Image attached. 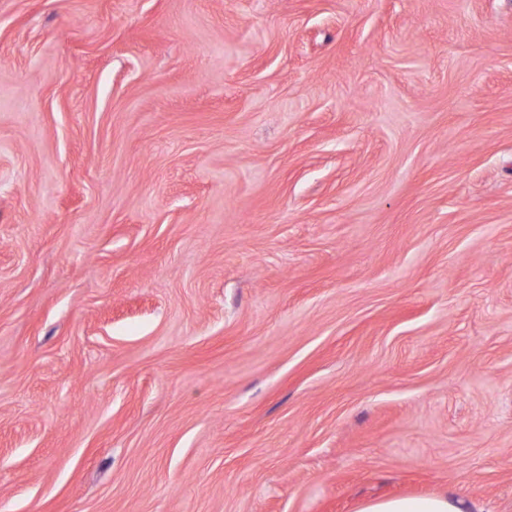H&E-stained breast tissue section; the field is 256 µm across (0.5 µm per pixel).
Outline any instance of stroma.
Instances as JSON below:
<instances>
[{"mask_svg":"<svg viewBox=\"0 0 512 512\" xmlns=\"http://www.w3.org/2000/svg\"><path fill=\"white\" fill-rule=\"evenodd\" d=\"M512 512V0H0V512ZM356 512H465L462 500L440 494L428 497L390 498L361 503Z\"/></svg>","mask_w":512,"mask_h":512,"instance_id":"obj_1","label":"stroma"}]
</instances>
